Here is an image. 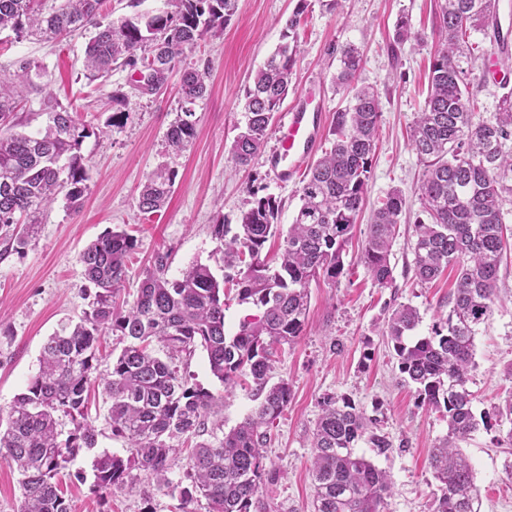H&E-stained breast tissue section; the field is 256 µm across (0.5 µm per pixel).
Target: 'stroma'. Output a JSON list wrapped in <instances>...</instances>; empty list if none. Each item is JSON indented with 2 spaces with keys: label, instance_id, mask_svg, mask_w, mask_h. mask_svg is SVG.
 <instances>
[{
  "label": "stroma",
  "instance_id": "35a3bbf8",
  "mask_svg": "<svg viewBox=\"0 0 512 512\" xmlns=\"http://www.w3.org/2000/svg\"><path fill=\"white\" fill-rule=\"evenodd\" d=\"M439 2L237 0L223 34L206 38L187 54V64L209 66L211 76L206 95L191 106L198 118L196 137L178 155L166 154L165 144L167 130L183 107L179 72L170 73L161 89L144 94L138 89L136 68L113 69L107 78L89 77L83 65L89 32L57 43L0 33V80L13 75L19 62L28 61L41 66L50 83L49 90L36 85L26 91L20 119L37 129L49 97L76 112L90 131L80 153L91 175L78 208L57 201L44 212L27 245L0 259V411L8 412L36 374L47 337L62 324L78 320L87 309L94 290L82 275L79 256L105 232L120 228L137 242L122 292L123 299L131 302L159 252L170 255L169 277L180 276L195 262L224 276V254L213 227L236 226L252 196L275 197L280 203L281 228L291 224L300 205V182L280 181L273 172L270 159L278 149L275 134H268L260 155L248 167L235 168L229 150L245 122L246 86L280 43L288 17L301 7L305 19L298 37L295 91L276 112L274 125L286 119L298 94L312 96L325 114L315 153L329 151L335 142L336 113L349 104L346 93L334 84L338 51L348 44L359 47L364 60L357 82L372 86L381 101L367 205L375 207L397 189L406 209L392 247V283L377 287L358 260L370 219L368 212L362 213L344 257L345 277L335 286L311 283L307 325L295 343L278 351L271 377L288 381L292 399L269 428L267 468L273 481L264 497L266 512H313L312 431L321 414L320 400L327 394L351 397L392 443L384 455L364 443L358 448L392 478L394 489L385 501V512H431L438 484L429 458L448 425L439 413L419 405L414 387L402 384L384 331L392 310L408 304L421 316L416 335H429L456 281L452 269L428 283L419 282L413 271L414 226L423 217L419 186L424 166L409 130L429 89ZM402 17L421 35V43L395 44V25ZM500 29L512 32V0H500L497 20L490 22L487 31L472 32L470 37L475 50L465 68L481 119L492 118L503 92L500 83L484 75L490 56L512 68V52H495L494 34ZM115 88L128 95V117L112 127L106 120L112 113L109 95ZM162 162L177 172L170 201L157 213H141L138 187ZM499 285L502 299L475 338L477 367L469 388L476 396L473 410L477 413L512 394V258L501 269ZM188 371L194 383L216 395L214 412L225 428L235 427L251 412V390L225 389L211 374L205 352L191 356ZM107 411L103 396L91 397L88 417L100 432L97 448L82 451L62 477L73 512H177V499L149 480L138 481L134 492L116 490L99 499L93 487L95 453L119 454L124 448L111 435ZM494 437V432L481 430L460 447L475 469L483 512H512V477L505 471V454L495 447Z\"/></svg>",
  "mask_w": 512,
  "mask_h": 512
}]
</instances>
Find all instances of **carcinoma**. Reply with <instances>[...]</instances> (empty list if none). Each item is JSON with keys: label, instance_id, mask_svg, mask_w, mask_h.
Returning a JSON list of instances; mask_svg holds the SVG:
<instances>
[{"label": "carcinoma", "instance_id": "carcinoma-1", "mask_svg": "<svg viewBox=\"0 0 512 512\" xmlns=\"http://www.w3.org/2000/svg\"><path fill=\"white\" fill-rule=\"evenodd\" d=\"M103 0H61L45 12L41 0H0V31L18 39L32 33L48 41L92 27L85 46V67L105 78L112 65L178 68L186 52L206 37L224 32L235 0H164L163 9L120 22L105 21ZM434 29L438 49L430 65L431 89L412 125V141L424 161L420 203L427 220L414 225V271L421 282L443 270H456L448 311L439 315L431 335L413 337L420 315L401 304L388 317L385 335L392 344L404 382L415 387L418 401L448 421V433L430 455L440 484L432 512H481L475 474L458 443L479 429L509 423L497 447H512V395L492 411L475 414L469 389L475 369L474 340L493 315L499 297V272L507 251L503 202L512 199V91L501 95L489 120H475L474 94L461 59L471 54L465 37L480 30L496 9L495 0H443ZM299 14L285 23L281 43L252 77L245 92L246 124L231 147L237 166L250 165L261 153L274 113L292 87L298 62ZM408 20L396 25V41L420 42ZM336 86L351 92L348 107L336 113V141L301 181L300 206L287 232L278 228L279 205L255 198L241 211L238 231L227 236L214 228L224 250V265L237 269L239 301L262 309L226 333L224 281L209 266L193 263L178 278L168 277L169 256L159 254L146 271L130 307L115 297L128 276L135 239L110 231L80 254L85 281L95 289L88 310L75 324L48 337L38 372L18 395L0 431V459L19 476L18 512H71L58 475L83 449L96 447L99 431L85 415L88 388L100 381L109 402L112 438L125 443L126 456L103 451L93 463L95 486L105 494L135 489L137 469L156 486L180 498V512L205 499L208 512H262L259 494L266 477L267 432L288 408L292 389L285 380L270 382L277 347L293 344L308 315L309 287L321 278L336 284L345 274L344 252L367 198L381 103L370 87L354 85L363 56L354 45L339 51ZM209 66L184 70L180 92L192 104L207 91ZM33 84L31 64L23 61L0 83V257L23 248L37 216L64 198L78 205L90 179L79 153L86 133L71 112L48 102L47 121L31 134L17 133V87ZM117 126L127 118V95H110ZM197 118L189 108L177 113L166 133L173 153L186 150L196 137ZM177 173L159 165L141 184L138 207L160 211L173 191ZM406 201L390 192L374 210L359 255L373 282L384 288L393 280L390 255ZM282 238L271 260L266 243ZM123 347L112 371L97 379L99 342L107 331ZM206 352L212 375L229 388L247 375L257 404L236 427H208L217 398L190 382L185 366L197 349ZM313 431L311 481L315 512H383L391 494L390 475L358 454L365 442L378 454L392 443L377 432L373 419L347 396L327 395ZM71 419L63 433L60 417ZM195 439L182 476L170 474L182 449L179 439Z\"/></svg>", "mask_w": 512, "mask_h": 512}]
</instances>
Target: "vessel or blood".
<instances>
[{
	"label": "vessel or blood",
	"mask_w": 512,
	"mask_h": 512,
	"mask_svg": "<svg viewBox=\"0 0 512 512\" xmlns=\"http://www.w3.org/2000/svg\"><path fill=\"white\" fill-rule=\"evenodd\" d=\"M322 115L296 109L279 128V151L272 159L277 176L284 181L293 179L306 167L317 143Z\"/></svg>",
	"instance_id": "vessel-or-blood-1"
}]
</instances>
